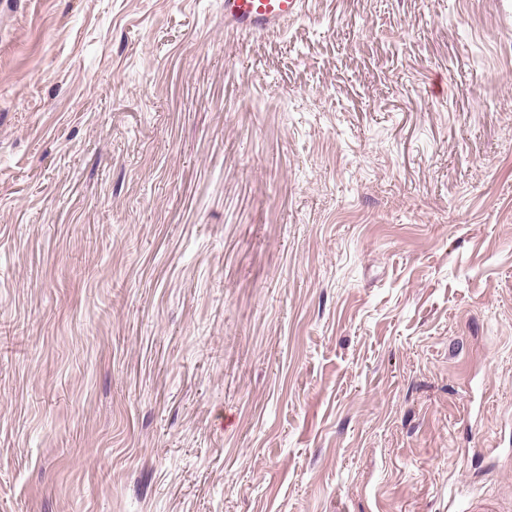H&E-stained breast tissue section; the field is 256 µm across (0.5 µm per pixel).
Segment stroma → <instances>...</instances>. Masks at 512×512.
<instances>
[{
  "instance_id": "stroma-1",
  "label": "stroma",
  "mask_w": 512,
  "mask_h": 512,
  "mask_svg": "<svg viewBox=\"0 0 512 512\" xmlns=\"http://www.w3.org/2000/svg\"><path fill=\"white\" fill-rule=\"evenodd\" d=\"M512 512V0H0V512ZM305 7L306 0H224V25L232 30H274Z\"/></svg>"
}]
</instances>
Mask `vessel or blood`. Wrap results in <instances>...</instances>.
Returning a JSON list of instances; mask_svg holds the SVG:
<instances>
[{"label":"vessel or blood","instance_id":"obj_1","mask_svg":"<svg viewBox=\"0 0 512 512\" xmlns=\"http://www.w3.org/2000/svg\"><path fill=\"white\" fill-rule=\"evenodd\" d=\"M305 7L306 0H224V24L233 30H274Z\"/></svg>","mask_w":512,"mask_h":512}]
</instances>
